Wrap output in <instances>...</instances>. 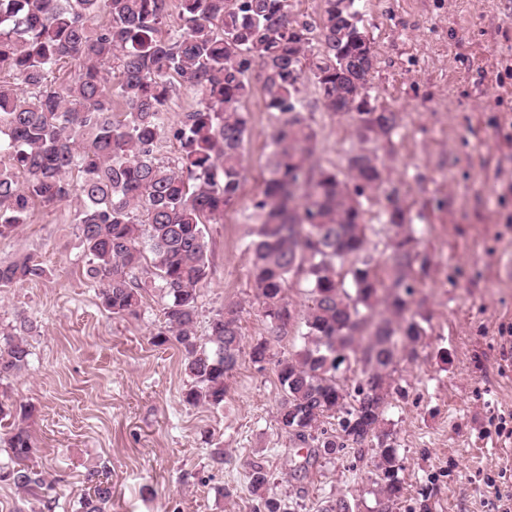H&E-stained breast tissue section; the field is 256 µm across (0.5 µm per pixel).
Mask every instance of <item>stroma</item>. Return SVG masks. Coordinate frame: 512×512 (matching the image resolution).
<instances>
[{
  "instance_id": "1",
  "label": "stroma",
  "mask_w": 512,
  "mask_h": 512,
  "mask_svg": "<svg viewBox=\"0 0 512 512\" xmlns=\"http://www.w3.org/2000/svg\"><path fill=\"white\" fill-rule=\"evenodd\" d=\"M360 11L376 54L370 100L402 117L378 148L385 185L400 189L427 260L414 296L426 334L397 366L400 391L386 415L404 487L392 512H493L498 492L512 490V279L498 273L512 257V0H361ZM262 83L252 75L243 104L239 197L207 227L198 309L203 333L225 305L239 304L247 347L271 335L247 250L276 123ZM301 96L318 133L314 164L344 170L360 146L352 118L317 108L311 81ZM77 205H37L29 223L0 236V261L29 254L47 270L0 288V326L19 317L36 326L28 369L0 392L33 409L30 464L54 486L51 512H78L86 473L102 466L110 512H256L264 498L319 512L338 496L352 512H372L373 449H344L294 478L305 455L279 423L273 363L241 355L221 405L184 401L180 351L151 342L163 320L157 281L147 279L137 315L104 310L83 276ZM256 462L269 475L258 491Z\"/></svg>"
}]
</instances>
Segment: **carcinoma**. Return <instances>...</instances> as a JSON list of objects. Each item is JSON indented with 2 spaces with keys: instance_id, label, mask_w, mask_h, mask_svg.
Instances as JSON below:
<instances>
[{
  "instance_id": "obj_1",
  "label": "carcinoma",
  "mask_w": 512,
  "mask_h": 512,
  "mask_svg": "<svg viewBox=\"0 0 512 512\" xmlns=\"http://www.w3.org/2000/svg\"><path fill=\"white\" fill-rule=\"evenodd\" d=\"M179 4L180 28L169 33L163 30L168 0H0V236L28 223L35 203L76 196L83 274L102 285L104 309L137 313L146 292L137 271L150 252L163 311L152 343L182 351L186 403L222 404L225 378L242 354L241 310L228 306L205 336L197 335L208 268L205 225L238 197L249 124L243 102L250 74L260 69L277 125L247 250L256 299L274 336L258 340L249 355L266 362L271 342L303 327L300 348L275 361L285 394L280 423L308 449L296 471L370 446L379 494L394 503L403 486L386 422L392 373L398 355L425 335L412 311L416 239L394 188L383 208L394 234L391 254L382 265L376 261L364 202L383 186L384 166L359 148L344 173L315 167L317 131L300 97L305 76L326 112L341 111L356 95L369 53L359 0H322L321 49L311 56L312 29L290 17L288 0ZM179 84L200 95V106L169 126L165 112ZM117 99L122 112L114 111ZM354 119L356 136L366 142L390 141L401 123L387 107L356 112ZM165 136L179 151L173 166L155 155ZM45 274L30 255L0 262V288ZM294 280L308 292L300 310L288 302ZM35 329L25 319L0 328V382L29 366L27 336ZM350 359L362 363V377L352 381ZM29 413L0 399V422L11 421L4 438L11 463L0 465V482L37 496L47 484L27 465L36 448L27 428L14 423ZM331 420L337 427H325ZM86 482L79 512H106L108 473L91 470Z\"/></svg>"
}]
</instances>
